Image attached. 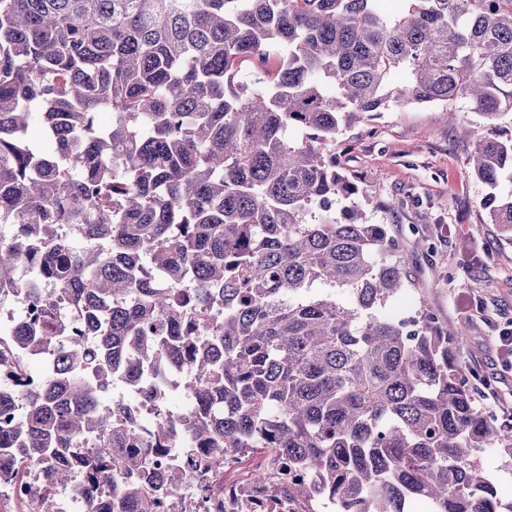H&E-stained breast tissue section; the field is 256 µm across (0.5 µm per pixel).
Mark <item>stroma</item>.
I'll list each match as a JSON object with an SVG mask.
<instances>
[{"mask_svg": "<svg viewBox=\"0 0 512 512\" xmlns=\"http://www.w3.org/2000/svg\"><path fill=\"white\" fill-rule=\"evenodd\" d=\"M455 110L451 117L439 106L392 109L344 132L336 154L368 199L371 223L386 225L397 244L410 280L404 302L427 303L438 326L466 334L456 357L465 373L491 378L499 397L478 404L499 414L512 407V366L499 359L494 330L512 321V239L481 202L511 194L512 178L492 190L472 175L466 132L482 119L465 102ZM421 237L431 250L415 248Z\"/></svg>", "mask_w": 512, "mask_h": 512, "instance_id": "1", "label": "stroma"}]
</instances>
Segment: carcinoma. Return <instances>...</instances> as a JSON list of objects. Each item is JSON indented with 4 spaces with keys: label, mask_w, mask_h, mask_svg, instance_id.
I'll return each mask as SVG.
<instances>
[{
    "label": "carcinoma",
    "mask_w": 512,
    "mask_h": 512,
    "mask_svg": "<svg viewBox=\"0 0 512 512\" xmlns=\"http://www.w3.org/2000/svg\"><path fill=\"white\" fill-rule=\"evenodd\" d=\"M403 2L0 0V291L25 265L55 285L0 345V412L24 408L0 453L44 468L40 512L69 483L96 512H154L178 488L146 465L175 430L213 462L288 461L318 478L288 496L319 491L336 512H512L478 463L486 448L512 463V424L462 376L467 336L424 305L411 332L383 316L409 288L394 243L360 203L336 211L360 193L337 140L393 107L467 101L486 121L474 177L512 175L495 124L512 112V0ZM35 122L50 148L29 141ZM483 207L512 236V195ZM62 301L97 341L58 350L46 374ZM157 350L191 371L193 411L163 407L145 431L102 395Z\"/></svg>",
    "instance_id": "cac0c4a2"
}]
</instances>
